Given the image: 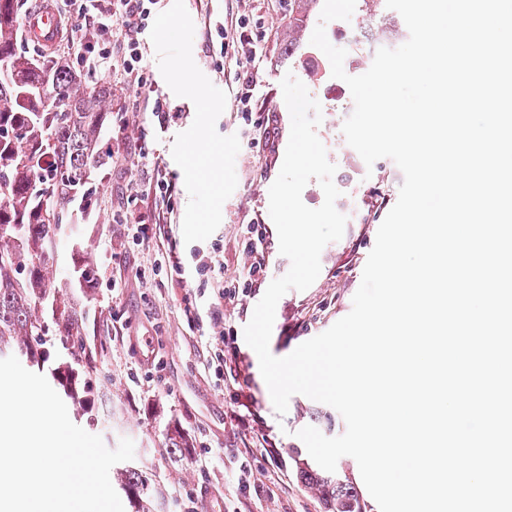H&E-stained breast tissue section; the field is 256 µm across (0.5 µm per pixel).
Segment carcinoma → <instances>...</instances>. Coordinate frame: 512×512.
Masks as SVG:
<instances>
[{
	"label": "carcinoma",
	"mask_w": 512,
	"mask_h": 512,
	"mask_svg": "<svg viewBox=\"0 0 512 512\" xmlns=\"http://www.w3.org/2000/svg\"><path fill=\"white\" fill-rule=\"evenodd\" d=\"M20 0H0V357L14 355L44 372L49 346L62 359L49 371L62 400L90 426L100 419L78 400L89 311L74 289H89L97 270L76 232L97 206L88 188L111 154L112 95L95 88L58 56L36 59L21 49ZM293 475L323 512H368L346 468L328 472L286 449ZM120 489L155 512L152 492L127 467L113 472Z\"/></svg>",
	"instance_id": "cac0c4a2"
}]
</instances>
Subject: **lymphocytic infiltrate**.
Listing matches in <instances>:
<instances>
[{
  "instance_id": "lymphocytic-infiltrate-1",
  "label": "lymphocytic infiltrate",
  "mask_w": 512,
  "mask_h": 512,
  "mask_svg": "<svg viewBox=\"0 0 512 512\" xmlns=\"http://www.w3.org/2000/svg\"><path fill=\"white\" fill-rule=\"evenodd\" d=\"M160 0H70L66 40L78 66L120 76L134 94L152 85L139 36L155 18Z\"/></svg>"
}]
</instances>
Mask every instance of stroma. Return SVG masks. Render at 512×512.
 Returning <instances> with one entry per match:
<instances>
[{
    "instance_id": "1",
    "label": "stroma",
    "mask_w": 512,
    "mask_h": 512,
    "mask_svg": "<svg viewBox=\"0 0 512 512\" xmlns=\"http://www.w3.org/2000/svg\"><path fill=\"white\" fill-rule=\"evenodd\" d=\"M194 23L192 56L210 81L227 93L226 106L216 121L219 134L237 135L241 149L235 160L237 187L222 207V222L203 242L182 245L185 256V287L174 288L152 271L167 246L168 236H181L189 200L181 194L177 210L160 214L161 231L144 243L127 235L124 220L158 214L153 197H134L137 184L166 175L183 185L184 175L172 157L177 134L187 130L195 118L190 99L176 96L159 70L151 38L143 40L144 62L152 75L150 92L134 95L107 72L90 74L94 86L112 90V117L124 128L120 141H108L107 150H119L124 160L111 163L96 175L92 189L98 202L95 216L81 225L80 237L96 257L99 279L85 301L90 309L83 338V356L91 364L87 382L102 392L98 414L106 424L101 437L108 448L121 438L132 439L135 457L128 468L136 470L152 491L156 512H181L186 492L205 486L213 499L231 512H323L313 493L294 478L286 448L301 447L296 433L313 425V412L320 407L306 396L291 397L285 415L276 414L266 383L254 361L243 329L256 304L275 278L287 273L289 260L279 252L277 229L269 215V188L277 178L285 156L291 117L281 81L287 73H299L298 58L307 35L310 0H184ZM231 23L238 18L261 20L266 33L261 60L244 65L234 56L216 69L205 42L206 17ZM253 79L251 115H244L232 92L238 77ZM175 108L178 122L159 127L152 112L156 104ZM272 126V133L251 143L250 123ZM376 165L386 189L372 194L360 190L351 207L364 211L363 223L346 225L339 241L321 252V271L306 290L288 291L278 302L269 348L277 357L289 355L303 342L321 334L352 309L364 266L377 231L396 204L403 174L393 160L382 158ZM260 224L267 232L258 255L245 249L249 227ZM210 257L219 266L208 276L196 270L198 259ZM262 258L264 277L253 288L224 303V323L198 332L182 315L183 298L196 293L206 282L222 278L238 280L253 262ZM120 290H113V279ZM235 348L240 368L253 397L252 430L242 434L230 414L239 387L228 375H219L207 365L216 339ZM188 438L194 451L175 456L165 446L171 432ZM275 444L276 460L265 456V444ZM209 452L208 465L195 455ZM247 464L250 490L237 483L240 464ZM277 480L273 495L255 494V487Z\"/></svg>"
}]
</instances>
